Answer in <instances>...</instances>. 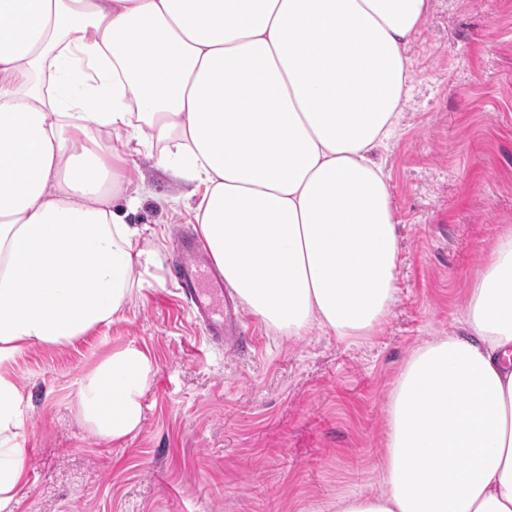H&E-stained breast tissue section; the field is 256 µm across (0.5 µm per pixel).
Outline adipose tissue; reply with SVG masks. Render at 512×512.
Segmentation results:
<instances>
[{"label": "adipose tissue", "mask_w": 512, "mask_h": 512, "mask_svg": "<svg viewBox=\"0 0 512 512\" xmlns=\"http://www.w3.org/2000/svg\"><path fill=\"white\" fill-rule=\"evenodd\" d=\"M429 0H0V363L120 319L155 243L114 205L100 133L195 183V219L245 307L288 336L372 335L398 290L381 165ZM463 334L417 349L388 403L386 489L338 512H512V228ZM154 362L81 382L98 439L133 435ZM23 397L0 370V512L23 475Z\"/></svg>", "instance_id": "1"}]
</instances>
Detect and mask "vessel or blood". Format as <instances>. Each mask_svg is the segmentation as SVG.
<instances>
[{
  "label": "vessel or blood",
  "instance_id": "1",
  "mask_svg": "<svg viewBox=\"0 0 512 512\" xmlns=\"http://www.w3.org/2000/svg\"><path fill=\"white\" fill-rule=\"evenodd\" d=\"M170 268L192 319L203 328L208 341L232 351L243 348L250 331L208 248L191 235L180 236Z\"/></svg>",
  "mask_w": 512,
  "mask_h": 512
}]
</instances>
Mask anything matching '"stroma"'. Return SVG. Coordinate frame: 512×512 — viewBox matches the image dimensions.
Wrapping results in <instances>:
<instances>
[{
    "instance_id": "35a3bbf8",
    "label": "stroma",
    "mask_w": 512,
    "mask_h": 512,
    "mask_svg": "<svg viewBox=\"0 0 512 512\" xmlns=\"http://www.w3.org/2000/svg\"><path fill=\"white\" fill-rule=\"evenodd\" d=\"M413 68L399 134L383 154L398 220V293L383 325L343 340L288 336L254 319L246 353L209 346L169 280L175 235L194 227L190 182L121 150L161 235L162 284L68 346L7 363L23 395L24 478L13 512H336L385 490L386 404L414 351L459 332L471 283L512 226V0H431L406 46ZM154 359L140 430L106 445L72 397L112 350Z\"/></svg>"
}]
</instances>
